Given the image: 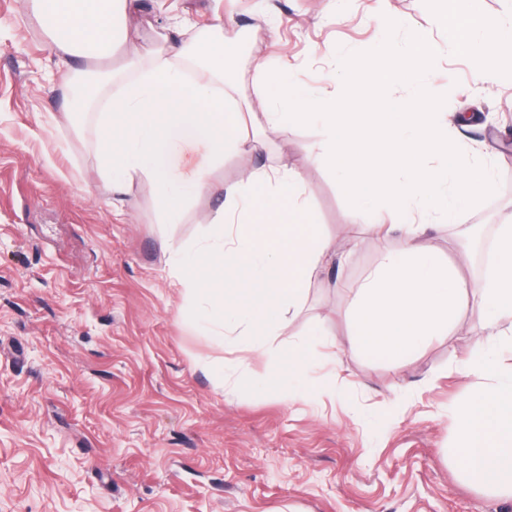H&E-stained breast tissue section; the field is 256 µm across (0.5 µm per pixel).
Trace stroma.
I'll use <instances>...</instances> for the list:
<instances>
[{"instance_id":"obj_1","label":"stroma","mask_w":512,"mask_h":512,"mask_svg":"<svg viewBox=\"0 0 512 512\" xmlns=\"http://www.w3.org/2000/svg\"><path fill=\"white\" fill-rule=\"evenodd\" d=\"M440 0H139L125 20L151 59L176 33L209 35L231 21L234 77L248 93L256 53H273L303 83L338 92L337 53L366 57L375 14L406 19L410 43ZM29 0H0V512H512V500L466 482L449 450L461 401L483 384L466 370L487 338L480 310L395 368L346 347L348 308L383 249L367 232L371 208L345 198L327 166L310 158L318 125L262 129L267 149L211 167L207 149L184 145L177 179L210 172L213 188L168 224L154 186L134 180L116 215L97 175L94 113L66 117L69 68ZM466 51L440 55L424 81L447 108L442 122L465 158L488 167L495 189L460 222L423 244L453 260L464 288L482 269L461 231L497 238L512 225V73L482 84ZM465 113L469 122L457 123ZM304 173L308 198L340 263L308 286L268 354L222 351L194 327L197 303L174 277L177 249L214 236L221 185L260 166ZM361 229L351 245L347 226ZM321 329L313 387L296 401L255 396L272 350ZM223 363L235 395L210 367Z\"/></svg>"}]
</instances>
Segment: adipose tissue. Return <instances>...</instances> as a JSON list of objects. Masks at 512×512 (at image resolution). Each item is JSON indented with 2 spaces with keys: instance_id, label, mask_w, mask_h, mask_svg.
<instances>
[{
  "instance_id": "1",
  "label": "adipose tissue",
  "mask_w": 512,
  "mask_h": 512,
  "mask_svg": "<svg viewBox=\"0 0 512 512\" xmlns=\"http://www.w3.org/2000/svg\"><path fill=\"white\" fill-rule=\"evenodd\" d=\"M137 0H30L33 14L48 27L68 56L105 58L125 48L122 80L102 74L118 89L97 105L101 136L98 173L119 192L134 179L151 182L163 215L176 220L185 200L210 189L208 171L176 181L172 163L180 144L205 145L212 165L240 153L265 150L253 125L281 130L318 122L316 161L328 164L343 195L359 206L383 202L371 230L399 233L404 246L384 252L351 304L350 346L376 359L400 363L420 345L448 336L461 325L467 298L477 300L496 339L476 341L467 368L492 386L458 408L459 445L454 450L465 478L489 493L512 497V370L495 362L512 348V225H503L494 258L473 295L458 285L455 267L420 246L434 222L457 223L479 197L494 188L492 175L466 166L447 128L436 121L441 103L429 90L408 100L377 95L380 84L413 85L431 71L442 48L465 46L482 61L476 77L492 82L498 63L512 60V19L483 13L480 0H447L442 22L445 47L414 35L409 46L395 37L401 20L379 16L380 52L367 62L337 55L347 93L325 95L293 77L287 65L255 57L249 94L229 75L236 42L198 38L170 45L141 62L123 20ZM440 156L437 165L425 158ZM224 206L218 243L180 254L179 277L190 298L200 299L196 328L223 350L247 342L267 352L269 336L283 329L286 308L297 307L313 277L333 259L306 197L300 170L261 168L222 185ZM319 338L277 351V385L307 386Z\"/></svg>"
}]
</instances>
